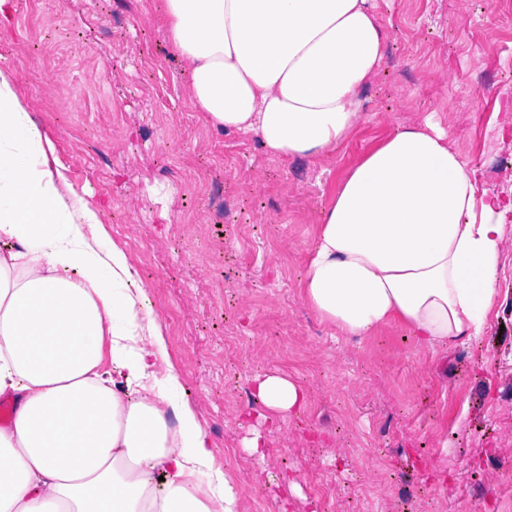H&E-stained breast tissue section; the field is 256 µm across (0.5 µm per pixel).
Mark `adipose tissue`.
<instances>
[{"instance_id":"ef3b65f1","label":"adipose tissue","mask_w":512,"mask_h":512,"mask_svg":"<svg viewBox=\"0 0 512 512\" xmlns=\"http://www.w3.org/2000/svg\"><path fill=\"white\" fill-rule=\"evenodd\" d=\"M369 0H164L188 98L217 130L288 159L335 152L363 123L384 57ZM432 119L395 130L321 215L301 286L346 336L399 321L424 346L481 336L496 304L499 195ZM163 325L100 212L0 67V512H239L208 432L167 366ZM273 415L287 376L254 379Z\"/></svg>"}]
</instances>
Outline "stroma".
Instances as JSON below:
<instances>
[{
  "mask_svg": "<svg viewBox=\"0 0 512 512\" xmlns=\"http://www.w3.org/2000/svg\"><path fill=\"white\" fill-rule=\"evenodd\" d=\"M388 35L364 92L371 122L335 154L273 156L190 104L162 0H12L0 67L14 71L77 192L105 211L164 321L169 360L202 415L241 512H512V210L484 333L436 349L390 324L339 335L299 283L321 211L359 157L431 117L512 192V0H374ZM287 374L303 416L264 423L248 465L256 375ZM298 481V490L283 477Z\"/></svg>",
  "mask_w": 512,
  "mask_h": 512,
  "instance_id": "stroma-1",
  "label": "stroma"
}]
</instances>
